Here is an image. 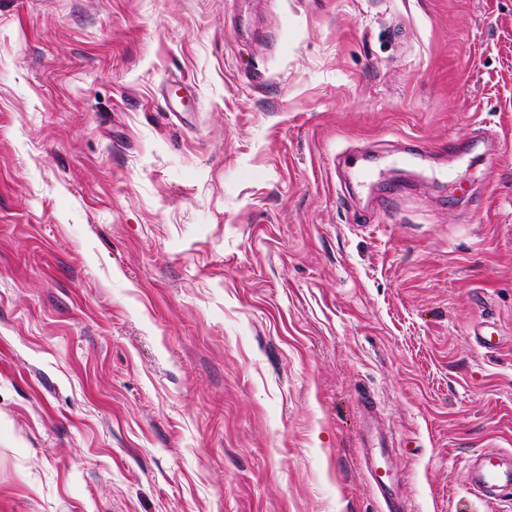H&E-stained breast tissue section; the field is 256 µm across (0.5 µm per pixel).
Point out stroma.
<instances>
[{"label": "stroma", "mask_w": 512, "mask_h": 512, "mask_svg": "<svg viewBox=\"0 0 512 512\" xmlns=\"http://www.w3.org/2000/svg\"><path fill=\"white\" fill-rule=\"evenodd\" d=\"M494 444L512 0H0V512H512ZM465 481L480 498L496 501L512 489V455L502 448H487L467 462Z\"/></svg>", "instance_id": "stroma-1"}]
</instances>
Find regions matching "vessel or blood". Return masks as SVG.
Wrapping results in <instances>:
<instances>
[{
    "label": "vessel or blood",
    "mask_w": 512,
    "mask_h": 512,
    "mask_svg": "<svg viewBox=\"0 0 512 512\" xmlns=\"http://www.w3.org/2000/svg\"><path fill=\"white\" fill-rule=\"evenodd\" d=\"M465 481L480 498L496 501L512 489V452L489 448L467 462Z\"/></svg>",
    "instance_id": "vessel-or-blood-1"
}]
</instances>
